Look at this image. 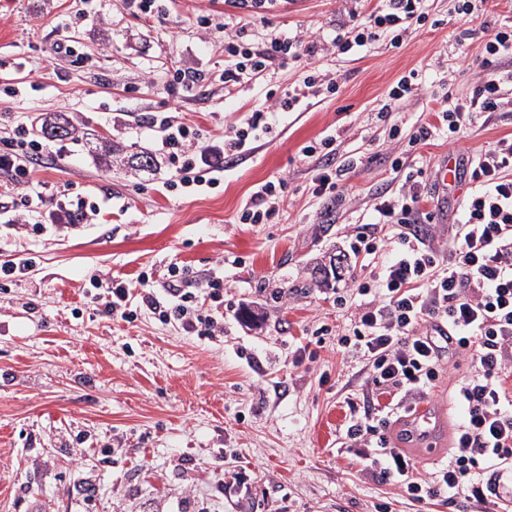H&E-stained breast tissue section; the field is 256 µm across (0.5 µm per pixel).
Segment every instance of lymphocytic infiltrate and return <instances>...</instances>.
I'll return each mask as SVG.
<instances>
[{"label":"lymphocytic infiltrate","mask_w":512,"mask_h":512,"mask_svg":"<svg viewBox=\"0 0 512 512\" xmlns=\"http://www.w3.org/2000/svg\"><path fill=\"white\" fill-rule=\"evenodd\" d=\"M425 2L380 0L368 15L350 11L348 22L332 36L310 41L298 32L272 37L256 47L243 29L225 27L224 49L233 59L224 69L225 95H234L244 77L305 58L310 66L299 84L266 109L252 111L221 142L203 141L196 128L171 117L152 116L151 126L164 132L161 148L176 165L172 188H216L224 177L225 157L268 139L273 114L295 111L320 91L336 92V79L313 66V59L355 52L384 38L391 47H400L413 25L426 23ZM484 52L482 71L468 97L443 93L431 122L407 133L394 128V137H406L411 148L435 136L453 144L479 114L502 111L504 77L498 63L512 59V27L497 30ZM42 150L25 127H16L13 136L0 140V171L16 185H26L28 163ZM391 169L399 181L398 192L380 196L374 211L376 223L396 229L398 245L386 251L373 232H356L350 243L355 258L378 261L383 251L388 257L379 261L374 276L354 278L350 288L337 293V307L355 308L348 331L335 335L326 326L317 330L321 336L335 335L338 345L362 362L377 394L371 409L351 417L345 438L374 479L396 486L412 500H450L462 494L482 505L483 512H512L505 501L491 508L481 480L484 466L512 465V392L503 385L512 370V136L459 160V175H470L475 186L461 202L444 255L415 230L436 219L428 208L434 190L424 168L398 157ZM90 285L92 302L109 317L133 318L138 302L159 322L201 337L214 336L224 323V277L216 271L185 278L182 287L163 294L148 275L135 289L113 279L96 278ZM452 355L472 363L471 375L453 392L462 418L446 463L421 478L413 460L393 446L387 431L399 410L409 409L435 386Z\"/></svg>","instance_id":"lymphocytic-infiltrate-1"}]
</instances>
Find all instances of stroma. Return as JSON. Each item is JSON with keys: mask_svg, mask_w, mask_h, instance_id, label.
<instances>
[{"mask_svg": "<svg viewBox=\"0 0 512 512\" xmlns=\"http://www.w3.org/2000/svg\"><path fill=\"white\" fill-rule=\"evenodd\" d=\"M378 0H301L264 21L227 11L224 0H170L163 15L133 14L126 0H0V138L17 124L31 137L63 117L74 134L44 139L27 191L42 211L76 198L100 212L85 224L34 230L18 217L19 189L0 174V262L34 258L0 282V512H476L474 501L419 503L363 469L343 430L351 404L371 385L358 359L321 325L347 329L351 312L316 269L349 248L355 226L370 222L379 196L397 192L390 168L402 146L395 124L428 121L430 89L453 75L451 91L470 93L484 44L512 26V0H475L470 17L456 0H428L429 22L401 47L379 41L357 52L321 56L338 93L277 114L272 137L231 156L223 184L204 195L169 191L176 173L161 154L150 114L169 112L219 142L304 76L294 65L245 79L224 95L225 23L246 25L255 41L299 30L323 38ZM207 15L208 32L196 19ZM76 55L56 54L59 35ZM190 76L180 83L178 71ZM427 88L402 112L379 118L390 89L409 72ZM512 134V115H485L456 144L435 141L409 152L434 166L477 154ZM336 138V153L305 157L306 142ZM151 153L153 170L106 165L97 150ZM347 165L343 199L313 193L318 173ZM285 180L279 215L243 224L256 188ZM239 265H231V258ZM223 267L232 307L257 321L224 317L223 335L203 338L148 315L131 322L88 308L91 278L137 286L142 274L174 284V272ZM471 365L449 367L432 394L445 411L435 455L408 448L425 476L444 460L461 419L455 382Z\"/></svg>", "mask_w": 512, "mask_h": 512, "instance_id": "1", "label": "stroma"}]
</instances>
